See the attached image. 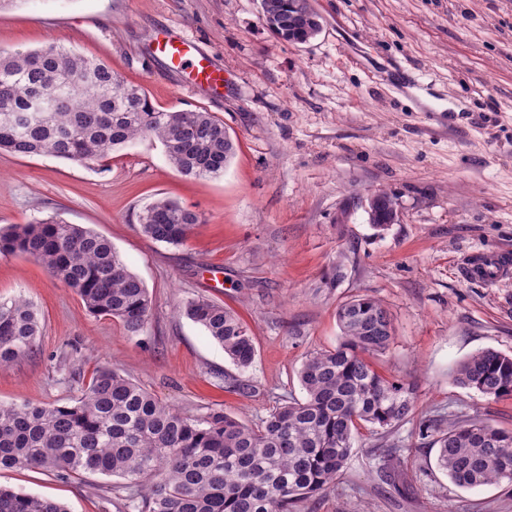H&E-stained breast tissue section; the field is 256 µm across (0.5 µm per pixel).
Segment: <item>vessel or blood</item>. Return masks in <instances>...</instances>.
I'll return each mask as SVG.
<instances>
[{"label": "vessel or blood", "mask_w": 512, "mask_h": 512, "mask_svg": "<svg viewBox=\"0 0 512 512\" xmlns=\"http://www.w3.org/2000/svg\"><path fill=\"white\" fill-rule=\"evenodd\" d=\"M151 52L171 72L189 78L191 87H210L223 80L222 71L213 66L208 55L196 43L179 36L163 33L153 42ZM511 273L512 255L506 253L477 254L467 265V274L474 279L494 281Z\"/></svg>", "instance_id": "obj_1"}]
</instances>
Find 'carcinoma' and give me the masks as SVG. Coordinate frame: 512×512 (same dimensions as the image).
<instances>
[{"label": "carcinoma", "instance_id": "obj_1", "mask_svg": "<svg viewBox=\"0 0 512 512\" xmlns=\"http://www.w3.org/2000/svg\"><path fill=\"white\" fill-rule=\"evenodd\" d=\"M263 19L278 38L305 40L308 0H262ZM139 139L161 143L170 165L189 178L224 174L237 145L210 112L157 108L144 89L124 84L105 63L55 44L0 51V152L48 155L86 164ZM198 216L169 199L139 215L147 238L183 244ZM41 263L73 289L87 310L145 328L151 298L112 243L76 224L47 219L0 232V255ZM183 314L205 328L239 369L255 346L239 315L198 297ZM342 340L306 353L298 379L305 392L255 425L223 410L193 418L110 367L95 371L80 397L65 405L0 404V470H43L117 477L124 512H298L335 484L361 424L382 429L405 421L416 391L382 375L367 360L393 338L380 302L354 297L336 312ZM41 326L33 304L0 300V366L32 353ZM453 381L486 398L512 397V355L494 349L459 364ZM437 435V466L455 484L512 483V432L482 420ZM0 512H67L57 500L0 487Z\"/></svg>", "mask_w": 512, "mask_h": 512}]
</instances>
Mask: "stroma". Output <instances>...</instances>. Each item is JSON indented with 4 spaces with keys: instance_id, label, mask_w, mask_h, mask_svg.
Masks as SVG:
<instances>
[{
    "instance_id": "1",
    "label": "stroma",
    "mask_w": 512,
    "mask_h": 512,
    "mask_svg": "<svg viewBox=\"0 0 512 512\" xmlns=\"http://www.w3.org/2000/svg\"><path fill=\"white\" fill-rule=\"evenodd\" d=\"M311 4L321 31L293 44L266 27L260 0H0V48L54 43L102 60L158 108L217 116L237 143L223 175L196 179L149 140L89 164L0 153L1 230L49 217L90 229L152 299L133 335L33 259L0 256V297L32 301L43 326L37 350L0 368V402L69 403L109 365L190 416L223 409L255 424L302 398L303 357L335 347L338 306L368 296L394 327L374 362L413 385L417 405L392 429L361 427L335 484L300 512H512V484L456 486L420 433L473 418L512 431V397L452 380L479 350L512 355V277L465 271L473 254L512 251V0ZM162 30L207 50L222 86L185 88L150 53ZM380 191L398 209L383 230L365 209ZM160 198L199 217L181 246L139 230ZM198 296L247 325L250 368L182 314ZM228 376L248 391H226ZM113 483L0 471V485L69 512H119Z\"/></svg>"
}]
</instances>
